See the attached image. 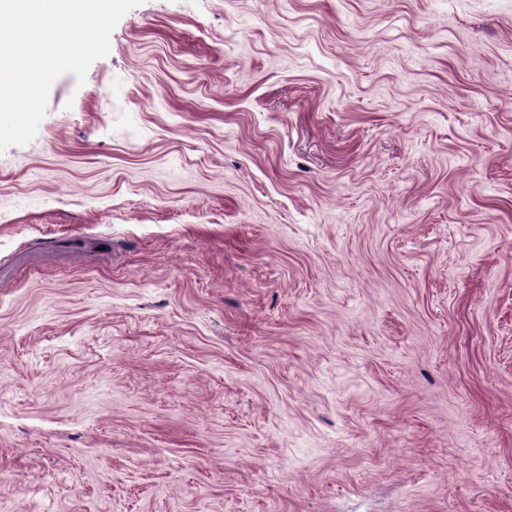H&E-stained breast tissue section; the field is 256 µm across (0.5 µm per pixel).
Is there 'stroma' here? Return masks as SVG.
Returning a JSON list of instances; mask_svg holds the SVG:
<instances>
[{"instance_id":"35a3bbf8","label":"stroma","mask_w":512,"mask_h":512,"mask_svg":"<svg viewBox=\"0 0 512 512\" xmlns=\"http://www.w3.org/2000/svg\"><path fill=\"white\" fill-rule=\"evenodd\" d=\"M6 512H512V0H144L0 153Z\"/></svg>"}]
</instances>
